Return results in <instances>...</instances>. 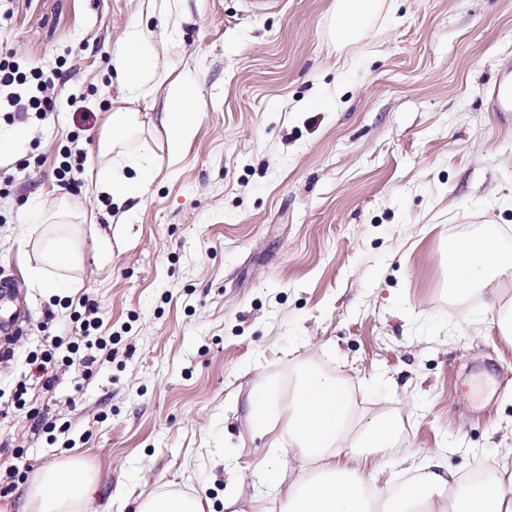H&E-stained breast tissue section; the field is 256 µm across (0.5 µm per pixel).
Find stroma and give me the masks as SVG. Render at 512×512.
<instances>
[{
    "label": "stroma",
    "instance_id": "stroma-1",
    "mask_svg": "<svg viewBox=\"0 0 512 512\" xmlns=\"http://www.w3.org/2000/svg\"><path fill=\"white\" fill-rule=\"evenodd\" d=\"M333 4L179 0L146 19L141 0H0V52L63 74L55 111L0 162V277L29 313L0 360V404L47 336L67 355L82 302L109 340L90 373L33 381V417L0 416V470L18 450L34 472L80 457L98 475L87 512H134L160 487L206 512L258 497L283 512L281 440L309 372L344 384L362 422L399 416L417 458L443 450L470 474L512 448V343L482 293L448 288L455 240L512 251V122L490 107L512 74V0H389L343 48ZM136 23L175 27L159 56L175 78L192 61L196 132L142 199L62 190L64 150L97 161L112 53ZM62 200L85 216L80 286L45 298L19 242L32 211ZM259 393L265 432L249 419Z\"/></svg>",
    "mask_w": 512,
    "mask_h": 512
}]
</instances>
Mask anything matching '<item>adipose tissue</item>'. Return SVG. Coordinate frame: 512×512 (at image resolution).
<instances>
[{
	"label": "adipose tissue",
	"mask_w": 512,
	"mask_h": 512,
	"mask_svg": "<svg viewBox=\"0 0 512 512\" xmlns=\"http://www.w3.org/2000/svg\"><path fill=\"white\" fill-rule=\"evenodd\" d=\"M384 7L385 0H335L332 40L345 46L360 39ZM174 37V30L166 27L152 40L134 24L113 53L120 92L98 132V160L87 185L89 194H105L122 202L142 198L156 176L159 152L178 159L193 136V85L185 80L171 83L160 104L154 96L165 82L158 49ZM74 217L65 202L54 212L35 215L33 232L40 262L25 266L24 278L29 288L43 296L77 286L67 275L82 260L80 227ZM450 251V288L481 287L489 306L498 311L501 335L512 340V299L503 295L512 255L491 235L457 241ZM397 435L393 423L361 425L338 381L306 374L288 417L286 512H512V477L467 483L440 453L417 465L414 481L396 488L382 482L388 461L377 451L396 447ZM96 487V473L80 460L52 463L29 482L23 512H85ZM460 488L466 491V501L456 496ZM137 512H205V506L196 495L155 490L140 495Z\"/></svg>",
	"instance_id": "ef3b65f1"
}]
</instances>
